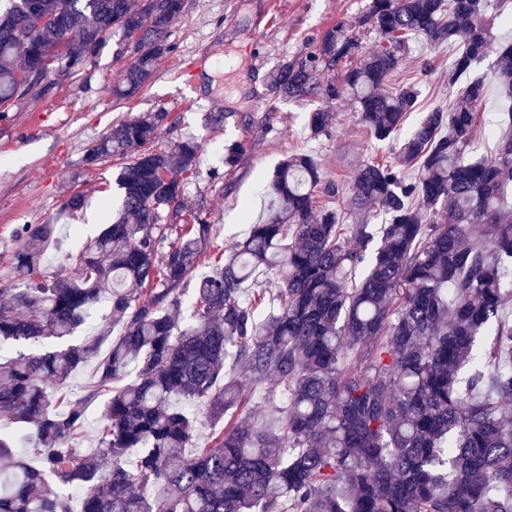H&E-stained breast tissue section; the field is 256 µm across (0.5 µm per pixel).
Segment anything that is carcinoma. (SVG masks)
<instances>
[{"label": "carcinoma", "mask_w": 512, "mask_h": 512, "mask_svg": "<svg viewBox=\"0 0 512 512\" xmlns=\"http://www.w3.org/2000/svg\"><path fill=\"white\" fill-rule=\"evenodd\" d=\"M6 2L0 110L23 96L22 66L59 53L61 69H79L112 31L135 39L116 86L135 96L170 52L183 4ZM361 24L375 49L334 26L314 53L281 65L270 94L347 97L382 142L418 109V82L400 74L410 39L457 44L452 72L467 80L448 110L420 113L396 161L358 170L343 209L317 205L339 184L313 156L291 154L271 180L266 221L199 276L208 219L167 225L165 250L156 231L160 209L179 214L180 176L195 171L201 145L155 149L169 113L145 112L87 150L89 165L132 157L116 178L118 217L78 255L77 278L43 272L56 225L22 228L13 260L27 278L0 283V429L26 432L32 452L0 432V512H512V131L497 134L476 74L512 12L495 24L483 0H371ZM338 65L339 83L329 77ZM495 79L511 122V44ZM332 124L333 113H311L313 134ZM480 137L496 145L476 156ZM101 302L98 333L71 343ZM92 359L97 376L73 400L68 381ZM249 390L265 412L256 420L238 416ZM94 403L104 426L84 448ZM200 407L223 422L202 448ZM52 485L79 489V509Z\"/></svg>", "instance_id": "cac0c4a2"}]
</instances>
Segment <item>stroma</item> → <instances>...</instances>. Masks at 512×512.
<instances>
[{"instance_id":"35a3bbf8","label":"stroma","mask_w":512,"mask_h":512,"mask_svg":"<svg viewBox=\"0 0 512 512\" xmlns=\"http://www.w3.org/2000/svg\"><path fill=\"white\" fill-rule=\"evenodd\" d=\"M370 0H183L171 25L174 49L158 62L153 80L140 94L117 98L112 88L134 56L131 40L116 32L81 70L54 72L0 116V281H21L12 260L25 224H53L58 245L47 252L50 271L76 274L75 255L104 228L105 215L120 206L115 177L122 165L112 157L87 165V149L113 123L142 112L163 111L169 121L155 145L196 137L203 143L197 171L185 176L181 214L193 223L204 211L213 226L199 274L209 273L248 224L264 220L271 205L269 183L288 155L305 152L325 178L351 189L357 169L371 159L393 160L398 145L371 140L357 124L349 102L332 103L329 133L312 135L308 115L319 99L276 100L268 94L275 70L286 60L314 51L323 34L343 25L356 32L363 49L376 36L358 27ZM451 51L415 42L403 62L404 74L420 81L422 110L445 108L463 83L450 80ZM224 113L210 124L207 114ZM237 141L243 152L234 168L224 164V146ZM82 209L64 204L73 193ZM249 202L250 215L240 205Z\"/></svg>"}]
</instances>
